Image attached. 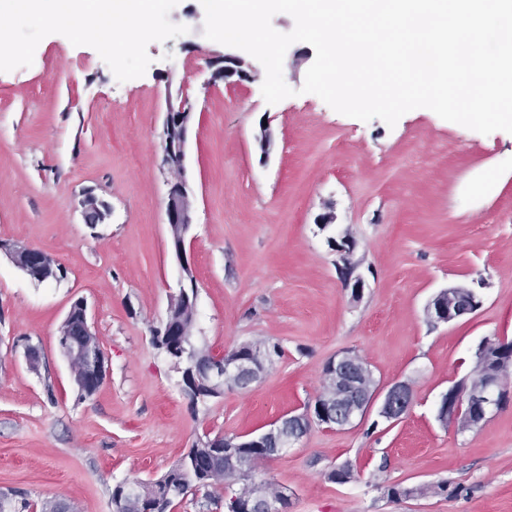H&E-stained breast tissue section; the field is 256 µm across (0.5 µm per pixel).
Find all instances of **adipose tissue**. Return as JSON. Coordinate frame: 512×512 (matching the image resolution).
<instances>
[{
  "label": "adipose tissue",
  "mask_w": 512,
  "mask_h": 512,
  "mask_svg": "<svg viewBox=\"0 0 512 512\" xmlns=\"http://www.w3.org/2000/svg\"><path fill=\"white\" fill-rule=\"evenodd\" d=\"M20 6L49 24L67 28L95 24L122 10L125 25L113 39L126 48L150 33L146 0H20Z\"/></svg>",
  "instance_id": "adipose-tissue-1"
}]
</instances>
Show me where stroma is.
I'll return each mask as SVG.
<instances>
[{
  "label": "stroma",
  "mask_w": 512,
  "mask_h": 512,
  "mask_svg": "<svg viewBox=\"0 0 512 512\" xmlns=\"http://www.w3.org/2000/svg\"><path fill=\"white\" fill-rule=\"evenodd\" d=\"M204 19L200 0H165L148 37L108 50L81 30L21 24L0 0L10 44L0 51V242L67 270L38 284L0 253V491L28 512L50 499L113 512L117 484L157 479L199 435L251 437L302 412L326 362L353 350L380 385L408 381L413 404L394 423L373 412L342 430L312 427L265 464L258 477L288 488V512H512V397L478 428L436 418L479 344L512 340V134L484 135L427 108L392 127L338 113L301 90L304 42L283 63L294 96L267 104L263 66L237 82L219 76L226 47L204 37ZM171 96L194 112L191 342L282 348L260 380L195 406L152 343L180 278L158 158ZM88 189L112 209L93 229L80 207ZM329 210L355 240L361 293L316 226ZM460 285L481 294V308L432 323L428 303ZM80 297L106 367L88 397L57 342ZM30 345L41 352L34 369ZM345 462L352 479L330 481Z\"/></svg>",
  "instance_id": "stroma-1"
}]
</instances>
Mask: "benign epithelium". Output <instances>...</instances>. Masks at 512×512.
<instances>
[{
  "label": "benign epithelium",
  "mask_w": 512,
  "mask_h": 512,
  "mask_svg": "<svg viewBox=\"0 0 512 512\" xmlns=\"http://www.w3.org/2000/svg\"><path fill=\"white\" fill-rule=\"evenodd\" d=\"M244 60L232 54L224 55L223 77L229 80L235 76L243 78ZM194 115L185 99H168L167 113L161 134L162 170L171 174L168 181L166 216L171 251L181 268L178 291L171 296L165 323L153 336L164 347L175 364H186L183 370V394L194 404L199 399L218 396L236 380L244 386L258 381L273 358L261 344H248L224 350L219 353L196 354L184 361L186 344L190 343L191 330L183 329L177 322L176 312L184 308L196 310L197 283L191 267L185 261L186 241L193 224V189L186 169V144ZM82 215L96 209L98 223L104 224L111 216L110 205L93 193L86 191L80 201ZM327 243L338 255L337 267L341 275L354 279L353 292L364 286L361 277H352L355 265L352 262L355 242L346 233H334ZM10 261L31 275L25 259L34 256L45 267V274L35 278L38 283L60 282L66 278V271L49 254L28 245L1 244ZM81 309L80 319L71 321L66 314L59 328L58 345L67 353L70 364L79 365L88 371L89 378L101 382L105 377L104 356L97 346L90 342L71 343L68 337L93 336L87 304L77 299ZM482 306L480 295L467 287H451L441 290L429 302L427 316L434 323H448L476 312ZM507 341L487 339L476 352V366L484 369L481 380L473 376L456 385L442 395L437 418L443 424L452 423L458 430L465 431L480 426L488 415L499 409L506 387L512 382V362L503 357ZM326 377L336 386L330 396L316 395L303 412L279 417L262 433L237 441L226 439L209 443L213 455L219 461V468L230 469L240 476L242 487L229 504V512H286L288 489L271 485L263 486L254 480L257 468L254 458L243 452L250 448L259 453L263 461L281 456L298 443L314 425L329 430H342L365 419L372 409L388 422L400 420L410 409L413 401L411 385L405 381L394 382L386 387L370 388V370L355 352L341 351L326 364Z\"/></svg>",
  "instance_id": "7a95c632"
}]
</instances>
